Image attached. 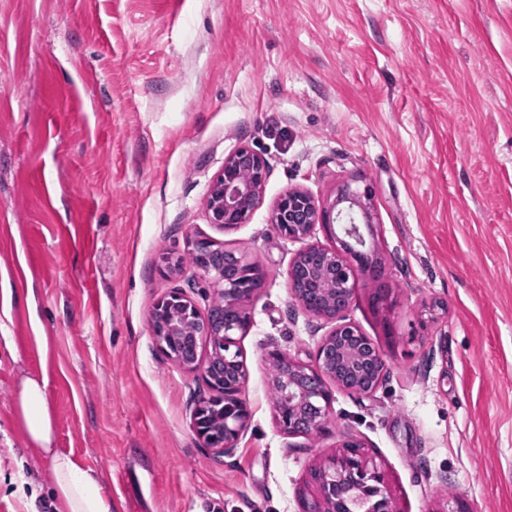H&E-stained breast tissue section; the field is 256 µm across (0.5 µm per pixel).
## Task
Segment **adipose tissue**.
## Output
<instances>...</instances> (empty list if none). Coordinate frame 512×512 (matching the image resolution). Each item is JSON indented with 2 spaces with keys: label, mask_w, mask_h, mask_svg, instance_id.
I'll list each match as a JSON object with an SVG mask.
<instances>
[{
  "label": "adipose tissue",
  "mask_w": 512,
  "mask_h": 512,
  "mask_svg": "<svg viewBox=\"0 0 512 512\" xmlns=\"http://www.w3.org/2000/svg\"><path fill=\"white\" fill-rule=\"evenodd\" d=\"M15 411L28 444L48 457V480L54 489L55 512H111L94 471L81 468L69 455L52 448L54 417L45 379L22 380Z\"/></svg>",
  "instance_id": "adipose-tissue-1"
}]
</instances>
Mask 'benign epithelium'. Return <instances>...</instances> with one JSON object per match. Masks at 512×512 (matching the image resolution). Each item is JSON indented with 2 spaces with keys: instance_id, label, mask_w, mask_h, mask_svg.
Segmentation results:
<instances>
[{
  "instance_id": "7a95c632",
  "label": "benign epithelium",
  "mask_w": 512,
  "mask_h": 512,
  "mask_svg": "<svg viewBox=\"0 0 512 512\" xmlns=\"http://www.w3.org/2000/svg\"><path fill=\"white\" fill-rule=\"evenodd\" d=\"M268 177L266 158L248 147H240L225 157L224 168L214 179L207 201L210 222L226 230L243 223L262 202ZM359 219L365 224L373 222L370 189L360 190L344 183L336 197L324 203L302 191L284 193L274 205L271 223L279 234L295 239L310 234L317 225L332 236L340 229L361 245ZM202 274L225 286V308L231 317L224 328L212 330L209 312H201L178 289L154 301L151 326L158 348L179 365L201 371L213 392L209 401L224 403L220 435H214L212 424L204 420L201 404L194 411L193 427L205 443L228 455L247 427L250 411L242 398L247 368L241 360L231 363L224 359L223 349L234 342L235 333L246 332L249 320L240 310L254 291L240 288L231 272L221 268L204 270ZM288 278L295 298L307 313L336 321L318 344L311 364L273 350L286 367V373L276 380L281 399L275 410L277 425L289 435H310L321 431L329 418L332 393L324 376L342 390L368 395L378 388L385 361L378 347L345 319L355 295V283L353 270L339 250L309 246L290 264ZM203 342L208 345L204 356L199 353ZM341 447L340 454L314 469L319 495L304 503L303 512H397L383 475L359 451L362 444L346 436Z\"/></svg>"
}]
</instances>
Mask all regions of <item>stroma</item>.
Returning <instances> with one entry per match:
<instances>
[{"label":"stroma","instance_id":"1","mask_svg":"<svg viewBox=\"0 0 512 512\" xmlns=\"http://www.w3.org/2000/svg\"><path fill=\"white\" fill-rule=\"evenodd\" d=\"M242 146L270 173L226 231L206 202ZM347 181L372 191L382 274L356 273L346 318L387 373L373 394L334 391L322 433L288 435L266 353L313 358L330 326L288 268L336 241L286 238L271 210ZM194 235L265 273L236 337L251 418L226 456L192 427L200 373L150 327L171 289L218 299L160 268ZM27 375L47 379L55 450L100 474L112 512H302L345 434L398 512L452 494L512 512V0H0V512L49 496L15 415Z\"/></svg>","mask_w":512,"mask_h":512}]
</instances>
